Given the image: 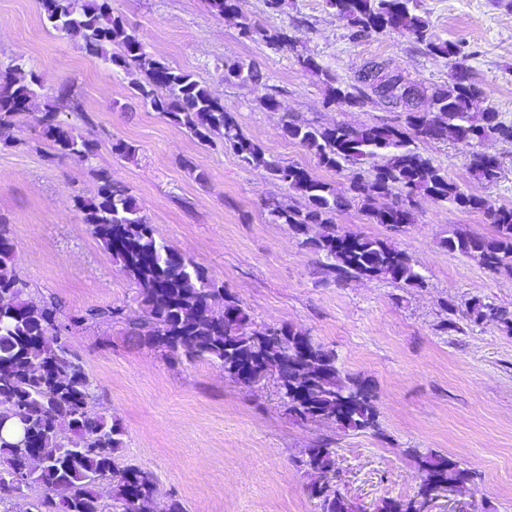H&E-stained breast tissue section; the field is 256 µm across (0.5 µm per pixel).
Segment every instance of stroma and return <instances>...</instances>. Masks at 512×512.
Listing matches in <instances>:
<instances>
[{
  "mask_svg": "<svg viewBox=\"0 0 512 512\" xmlns=\"http://www.w3.org/2000/svg\"><path fill=\"white\" fill-rule=\"evenodd\" d=\"M112 9L149 55L206 85L245 135L340 195L347 172L319 166L311 152L286 140L284 121L357 127L403 118L381 102L335 105L322 71L348 85L365 62L383 60L426 89L447 84L451 73L447 59L408 36L352 39L325 0H284L273 15L263 0H240L238 15L224 18L205 0H112ZM415 12L435 35L461 47L483 91L478 109L512 122V0H415ZM244 18L287 30L291 45L241 38ZM300 54L314 57L321 73L301 70ZM16 60L38 76L41 96L71 91L79 108L61 118L97 149L86 160L56 157L37 104L0 129V218L11 227L13 267L33 297L61 300L66 314L123 309L124 320L86 322L69 341L96 384L93 412L124 430L119 465L153 473L155 512L173 497L185 512H319L295 459L324 443L336 450L342 492L363 512L417 490L410 448L437 451L476 473L469 512H512V329L489 322L449 333L438 328L443 319L460 320L477 300L512 311V275L491 273L441 245L456 230L493 235L483 213L421 198L415 222L394 231L350 204L336 214L338 229L405 251L424 285L323 282L314 273L317 255L287 225L272 223L266 209L268 200L298 205L301 197L243 166L222 138L199 142L145 106L132 90L143 72L86 54L76 39L45 25L38 0H0V64ZM232 61L262 73L278 111L265 109L251 87L225 81L223 65ZM118 141L132 144L135 155L115 154ZM480 149L501 162L495 184L468 173L454 139L419 146L463 189L512 206V140H488ZM99 170L128 189L158 238L239 298L257 327L289 325L332 349L343 376L371 387L380 434L294 421L273 379L241 385L208 361L172 360L130 343L128 322L144 316L141 287L113 264L78 205L96 197Z\"/></svg>",
  "mask_w": 512,
  "mask_h": 512,
  "instance_id": "35a3bbf8",
  "label": "stroma"
}]
</instances>
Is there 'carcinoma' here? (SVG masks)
Instances as JSON below:
<instances>
[{
  "label": "carcinoma",
  "mask_w": 512,
  "mask_h": 512,
  "mask_svg": "<svg viewBox=\"0 0 512 512\" xmlns=\"http://www.w3.org/2000/svg\"><path fill=\"white\" fill-rule=\"evenodd\" d=\"M410 2L326 0V5L347 21L354 38L372 31L399 32L429 53L448 59V84L428 96L429 111L409 109L404 112V124L397 126H316L292 118L282 127L283 136L313 153L324 167L342 170L373 161L370 177L350 176L348 197L336 196V189L327 182L305 168L282 162L247 138L234 113L207 86L151 58L123 18L113 13L112 0H39V5L51 28L80 38L87 54L122 70L135 66L144 71L146 80L134 84V92L153 111L200 142L223 138L244 166L264 170L298 194L301 205L271 201L268 213L272 223L286 224L294 234L305 236L304 244L319 256L315 273L321 279L346 283L368 278L402 288L422 287L424 278L404 251L384 240L343 233L334 223L336 211L358 201L373 223L401 228L414 220L417 197L449 202L459 210L489 217L495 235L454 232L442 244L492 271L512 274V207L464 190L417 146L419 141H444L450 132L470 148L490 138L512 140V123L502 121L496 112L472 111L482 91L460 61L459 46L436 37L428 23L409 8ZM259 33L275 45L289 42L285 32L269 35L255 24H240V34L246 39ZM112 46L118 51L110 50ZM297 62L305 71L324 75L327 83L336 82L314 58L299 55ZM224 80L254 89L264 86L257 69L240 63L224 67ZM38 86V77L24 73L22 63L0 71V126L12 125L39 97ZM332 93V102L338 105H360L366 97L360 89L353 93L339 86ZM71 104L73 99L66 94L47 98L40 122L59 155L87 158L95 152V144L59 120V113ZM467 166L482 182L499 178V167L482 153L470 152ZM97 177V199L83 204L84 223L112 262L142 286L145 315L127 331L134 344L173 359L208 360L231 381L235 380L233 365L244 356L257 366H266L281 402L295 419L333 422L345 432H380L371 389L342 378L332 350L316 342L311 354L304 356L298 346L308 335L285 325L271 335L266 330L258 332L234 295L223 293L203 268L155 237L153 226L128 189L112 182L105 172ZM388 198L392 202H386ZM315 226L322 232L311 234ZM12 259L10 231L0 222V414L11 417L0 430V512H11L13 494L32 484L43 485L47 493L32 503L31 512H112L110 507L120 510L133 496L144 499L145 506L150 504L156 493L153 475L118 466L125 447L124 431L116 421L91 411L93 382L68 341L69 325L119 320L122 309H91L65 321L60 303L29 294ZM466 317L476 325L512 322L507 310L481 301L467 308ZM22 434L31 436L35 447H21ZM405 453L418 466V489L409 498L381 500L376 512H421L430 502L432 483L449 479L469 485L474 481L472 472L434 450L407 448ZM295 463L309 479L308 493L320 512H357V506L339 490L336 449L322 444L316 454ZM100 479L109 482L110 505L99 490Z\"/></svg>",
  "instance_id": "carcinoma-1"
}]
</instances>
